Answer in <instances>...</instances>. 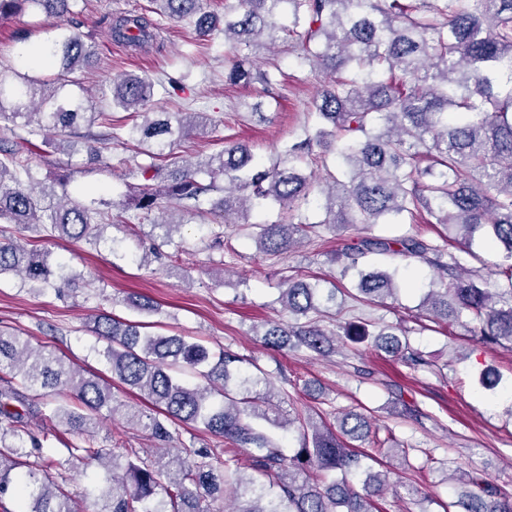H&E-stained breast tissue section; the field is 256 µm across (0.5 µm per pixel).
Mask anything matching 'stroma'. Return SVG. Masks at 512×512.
<instances>
[{
  "mask_svg": "<svg viewBox=\"0 0 512 512\" xmlns=\"http://www.w3.org/2000/svg\"><path fill=\"white\" fill-rule=\"evenodd\" d=\"M148 6L149 0H87L79 19L94 34L95 54L73 74L81 87L98 98L110 79L146 76L157 82L151 101L154 110L205 113L209 127L173 145L181 160L214 154L228 140L250 146L265 159L302 139L306 108L318 83L307 80L308 68L297 53L279 55L283 85L279 97L266 100L259 113L239 112L235 106L248 91L224 86L223 35L200 37L191 23L160 16L159 40L135 48L113 41L99 23L102 16L139 14ZM48 27V20L28 13L0 20V79L11 83L16 73H29L28 63L18 55L17 39L25 34L30 43H40ZM171 77L184 84V93H168L164 82ZM107 156L111 163L106 167L88 165L86 154L70 156L63 151L48 158L33 156L32 163L44 175L52 163L70 164L75 188L100 186L108 200L129 184L127 165L145 162L146 157L123 140L113 141ZM149 230L146 224L133 232L115 224L104 229L95 246L64 238L40 240L53 260L70 262L80 273L79 285L57 294L33 290L14 276L0 277V329L28 336L33 343L103 375L107 368L93 350L98 340L89 331L90 321L104 312L140 320V313L123 302L127 294L137 293L158 305L161 333L194 336L212 351L228 346L257 360L270 373L284 414L317 413L332 427L338 417L353 410L373 425L391 430L393 448L384 449L381 461L370 464L372 471L387 478L386 491L378 500L383 512H444L474 473L512 496V346L492 348L458 322L427 318L419 308L434 280L426 265L378 258L380 267L397 271L396 297L383 305L348 299L341 314L345 321L405 331L410 348L423 355V365L410 366L370 340L355 343L338 337L335 353L323 357L267 348L255 334L266 324L288 322L279 302L284 279L314 274L352 288L353 279L341 277L340 265L332 260L334 250L367 234L420 233L436 240L439 227L357 224L324 231L319 239L301 238L290 254L268 255L233 224L225 227L221 244L211 245L193 219L181 229L184 252L179 261L149 257L141 267L130 261L129 254L146 255ZM100 292L111 295V303L98 305ZM488 369L502 377L493 391L478 383ZM112 391L119 410L103 420L98 440L119 438L139 456H154L153 443L127 427L121 412L122 406L139 405V397L118 383ZM406 404L411 413H403ZM397 447L408 449L406 460L394 456Z\"/></svg>",
  "mask_w": 512,
  "mask_h": 512,
  "instance_id": "obj_1",
  "label": "stroma"
}]
</instances>
